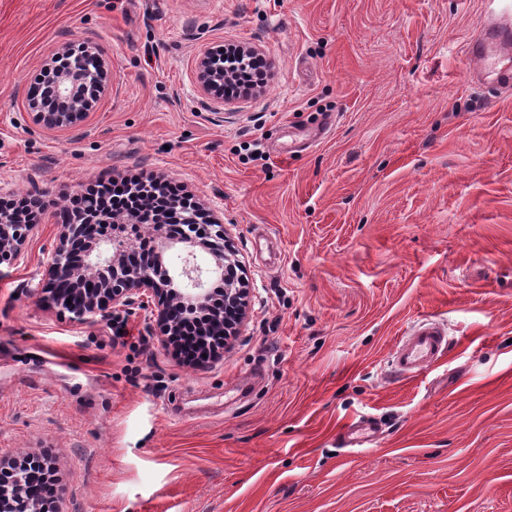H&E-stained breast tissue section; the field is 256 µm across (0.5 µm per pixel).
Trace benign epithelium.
<instances>
[{"label": "benign epithelium", "mask_w": 512, "mask_h": 512, "mask_svg": "<svg viewBox=\"0 0 512 512\" xmlns=\"http://www.w3.org/2000/svg\"><path fill=\"white\" fill-rule=\"evenodd\" d=\"M74 74L68 62L51 76L56 98L72 107L65 112H36L37 122L61 127L86 115L88 105L72 98ZM200 215L194 208L181 211V234L170 237L147 212L103 214L90 202L85 212L63 225L45 277L29 293L37 298L51 294L81 320L118 314L149 298L159 335L166 336L173 307L183 309L188 318L207 314L211 307L208 285L222 280L224 304L240 307L244 317L248 302L242 298V289L224 278V269L235 262V255L224 246V225L203 224ZM34 228L0 215V263H11L24 254Z\"/></svg>", "instance_id": "1"}]
</instances>
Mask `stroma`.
Masks as SVG:
<instances>
[{"mask_svg":"<svg viewBox=\"0 0 512 512\" xmlns=\"http://www.w3.org/2000/svg\"><path fill=\"white\" fill-rule=\"evenodd\" d=\"M487 0H0V196L47 207L0 264V455H45L64 512H512V87L466 47ZM255 48V96L203 91L212 47ZM110 74L50 128L53 54ZM182 184L252 292L191 367L147 311L80 321L27 295L67 194ZM434 319L450 354L391 374ZM123 322L132 343L114 342ZM377 422L373 444L336 434Z\"/></svg>","mask_w":512,"mask_h":512,"instance_id":"35a3bbf8","label":"stroma"}]
</instances>
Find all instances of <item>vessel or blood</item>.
I'll return each mask as SVG.
<instances>
[{
	"label": "vessel or blood",
	"instance_id": "obj_1",
	"mask_svg": "<svg viewBox=\"0 0 512 512\" xmlns=\"http://www.w3.org/2000/svg\"><path fill=\"white\" fill-rule=\"evenodd\" d=\"M496 51L504 57L512 55L511 20H490L470 44L468 55L475 66L479 67ZM448 346L445 328L432 320L423 321L399 337L393 353L392 367L399 377L416 376L437 365L447 354ZM373 433L371 420L363 419L346 427L342 434V443L347 448H360L370 442Z\"/></svg>",
	"mask_w": 512,
	"mask_h": 512
}]
</instances>
